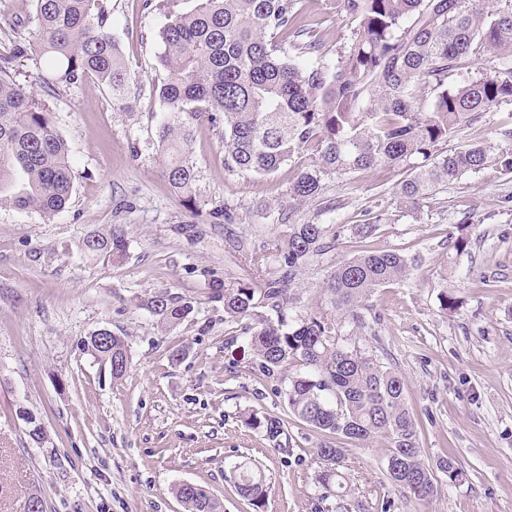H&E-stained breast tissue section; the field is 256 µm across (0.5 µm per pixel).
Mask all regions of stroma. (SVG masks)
<instances>
[{"mask_svg": "<svg viewBox=\"0 0 512 512\" xmlns=\"http://www.w3.org/2000/svg\"><path fill=\"white\" fill-rule=\"evenodd\" d=\"M338 0H305L301 21L335 58L350 36ZM196 0H106L107 25L128 74L126 101L88 80L48 90L43 65L15 55L36 40L29 0H0V55L13 74L44 98L68 148L71 197L52 221L0 209V512H25L31 492L45 512H184L183 482L204 486L221 512H336L318 482L321 434L295 418L279 381L255 370L240 323L210 301L212 281L249 280L250 253L271 254L291 201L288 187L309 162L295 155L258 179L224 169L221 126L201 123L187 153L196 172L195 208L170 187L159 127L167 106L154 86L157 34L171 14ZM490 145L483 170L443 187L421 212L401 209L397 173L323 181L303 218L345 230L331 251L302 268L292 290L297 311L332 312L323 283L340 261L363 250H396L412 261L406 282L380 288L345 322L349 343L398 372L417 423L425 461L455 457L465 476L432 496H403L386 473V438L343 442L349 512H512V173L500 164L512 140V104L483 119ZM339 202L334 212L321 201ZM231 209L234 220L220 214ZM385 221L370 238L355 227L367 214ZM469 221L463 254L448 247ZM121 227L126 255L115 262L85 253L89 235ZM190 299L193 314L162 327L139 306L161 290ZM456 301L452 312L441 293ZM107 328L125 337L129 365L113 379L84 347ZM180 359H173L176 350ZM26 405L43 423L35 444L17 417ZM283 421L288 451L274 449L250 417ZM252 461L263 471L262 506L242 497L232 473Z\"/></svg>", "mask_w": 512, "mask_h": 512, "instance_id": "stroma-1", "label": "stroma"}]
</instances>
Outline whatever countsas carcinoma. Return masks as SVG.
<instances>
[{
    "label": "carcinoma",
    "instance_id": "carcinoma-1",
    "mask_svg": "<svg viewBox=\"0 0 512 512\" xmlns=\"http://www.w3.org/2000/svg\"><path fill=\"white\" fill-rule=\"evenodd\" d=\"M489 10L484 0H340L353 25L336 64L326 60L312 30L298 24L303 0H198L174 15L158 33V68L165 72L158 96L168 111L159 130L165 175L172 189L194 202V166L185 153L193 129L207 121L223 124L224 170L268 176L294 155L316 150L288 187L291 200L319 196L322 177L364 174L388 167L402 171L396 184L401 206L419 211L437 191L489 159L481 120L512 104V0ZM38 38L16 45L44 65L50 90L88 79L127 95L126 67L106 28L104 0H31ZM12 58L0 56V208L33 210L49 220L72 192L66 146L55 130L46 101L11 76ZM475 76L461 84L451 78L465 66ZM471 139L446 151L443 145L462 128ZM470 225H456L450 245L458 253L470 243ZM342 224L294 221L275 243L274 272L257 269L259 283L225 281L209 299L223 303L224 315L246 320L247 346L266 377L296 362L302 371L281 390L290 412L329 435L368 443L388 439L386 471L402 492L423 500L439 480L463 478L455 458L428 463L421 458L416 423L405 404L402 378L356 345L346 343L344 319L361 321L363 302L378 288L400 283L409 261L397 250L363 251L333 268L326 288L336 317L324 312L291 318V284L308 258L340 237ZM83 250L114 260L126 254L120 229L90 235ZM162 326L189 318L192 301L169 290L140 302ZM85 346L119 379L129 364L124 337L89 336ZM25 433L39 444L44 427L19 410ZM251 423L279 450L283 422ZM324 470L320 485L336 488V512L346 489L342 448L324 441L315 448ZM240 494L261 505L262 472L248 463L234 466ZM176 496L185 512H217L203 487L180 484Z\"/></svg>",
    "mask_w": 512,
    "mask_h": 512
}]
</instances>
